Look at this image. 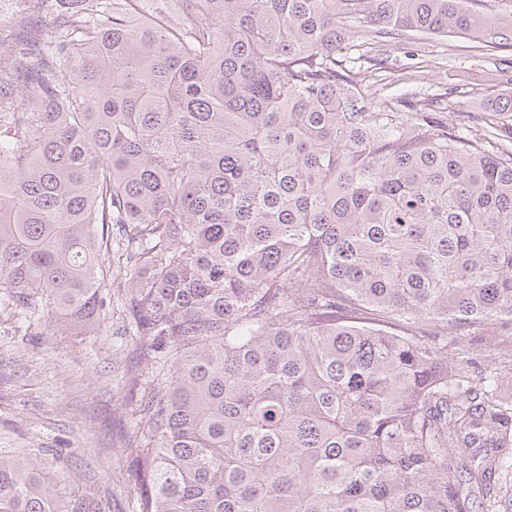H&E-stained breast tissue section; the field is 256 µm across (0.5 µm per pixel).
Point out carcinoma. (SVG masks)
I'll use <instances>...</instances> for the list:
<instances>
[{
  "label": "carcinoma",
  "mask_w": 512,
  "mask_h": 512,
  "mask_svg": "<svg viewBox=\"0 0 512 512\" xmlns=\"http://www.w3.org/2000/svg\"><path fill=\"white\" fill-rule=\"evenodd\" d=\"M25 3L0 35V303L95 330L121 292L151 368L139 512H498L512 374L470 354L512 337V147L374 106L360 74L406 35L512 46V15ZM0 512L65 508L0 456Z\"/></svg>",
  "instance_id": "obj_1"
}]
</instances>
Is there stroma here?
Returning a JSON list of instances; mask_svg holds the SVG:
<instances>
[{"instance_id": "obj_1", "label": "stroma", "mask_w": 512, "mask_h": 512, "mask_svg": "<svg viewBox=\"0 0 512 512\" xmlns=\"http://www.w3.org/2000/svg\"><path fill=\"white\" fill-rule=\"evenodd\" d=\"M363 75L372 102L452 109L469 129L482 128L487 99L512 95V74L493 79L512 47L487 50L477 36L430 37L384 46ZM149 371L145 347L124 333L119 308L98 331L77 329L50 308L0 311V456L36 459L57 478L58 498L86 500L101 512H139V479L130 464L136 382Z\"/></svg>"}]
</instances>
